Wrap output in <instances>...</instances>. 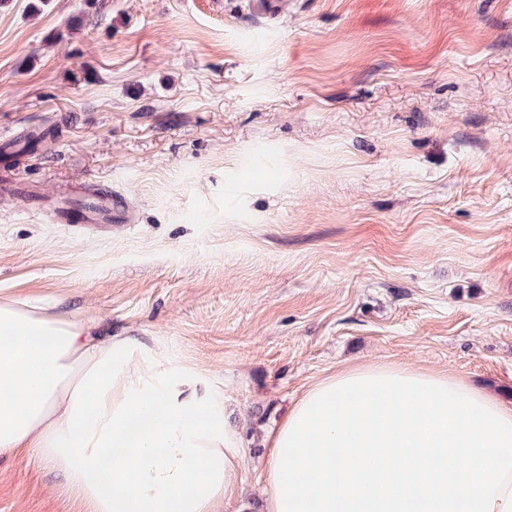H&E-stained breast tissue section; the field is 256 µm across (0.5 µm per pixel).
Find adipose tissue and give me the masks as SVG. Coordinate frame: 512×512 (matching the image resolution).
Masks as SVG:
<instances>
[{
	"label": "adipose tissue",
	"instance_id": "adipose-tissue-1",
	"mask_svg": "<svg viewBox=\"0 0 512 512\" xmlns=\"http://www.w3.org/2000/svg\"><path fill=\"white\" fill-rule=\"evenodd\" d=\"M240 433L206 371L0 300V454L33 452L86 512H221ZM269 442L258 512H512V407L449 374L339 371Z\"/></svg>",
	"mask_w": 512,
	"mask_h": 512
}]
</instances>
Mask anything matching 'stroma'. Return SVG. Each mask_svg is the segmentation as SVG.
<instances>
[{
  "instance_id": "1",
  "label": "stroma",
  "mask_w": 512,
  "mask_h": 512,
  "mask_svg": "<svg viewBox=\"0 0 512 512\" xmlns=\"http://www.w3.org/2000/svg\"><path fill=\"white\" fill-rule=\"evenodd\" d=\"M0 0V295L206 368L267 438L336 370L397 363L512 403V0ZM120 191L65 227L15 187ZM0 512H81L27 453ZM60 224H134L125 198L118 192L88 195L69 200L67 207L55 209ZM77 214V221L73 215Z\"/></svg>"
}]
</instances>
